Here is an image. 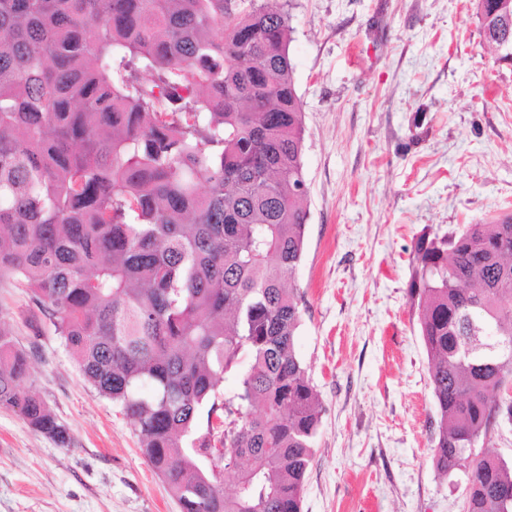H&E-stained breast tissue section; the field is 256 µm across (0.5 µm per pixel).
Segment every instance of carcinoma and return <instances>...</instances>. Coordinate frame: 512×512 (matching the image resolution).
Returning a JSON list of instances; mask_svg holds the SVG:
<instances>
[{"mask_svg": "<svg viewBox=\"0 0 512 512\" xmlns=\"http://www.w3.org/2000/svg\"><path fill=\"white\" fill-rule=\"evenodd\" d=\"M226 2L0 0V275L133 421L180 512H301L322 405L295 350L292 27ZM411 255L433 465L465 476L464 512H512V464L476 453L512 425V215ZM29 374L0 328V407L68 446Z\"/></svg>", "mask_w": 512, "mask_h": 512, "instance_id": "obj_1", "label": "carcinoma"}]
</instances>
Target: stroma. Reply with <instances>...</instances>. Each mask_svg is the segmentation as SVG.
<instances>
[{"label":"stroma","instance_id":"stroma-1","mask_svg":"<svg viewBox=\"0 0 512 512\" xmlns=\"http://www.w3.org/2000/svg\"><path fill=\"white\" fill-rule=\"evenodd\" d=\"M271 2L290 13L304 112L296 348L323 407L302 512H461L432 462L411 249L512 213V61L484 45L475 0ZM0 327L72 439L0 408V512H180L121 407L8 275Z\"/></svg>","mask_w":512,"mask_h":512}]
</instances>
